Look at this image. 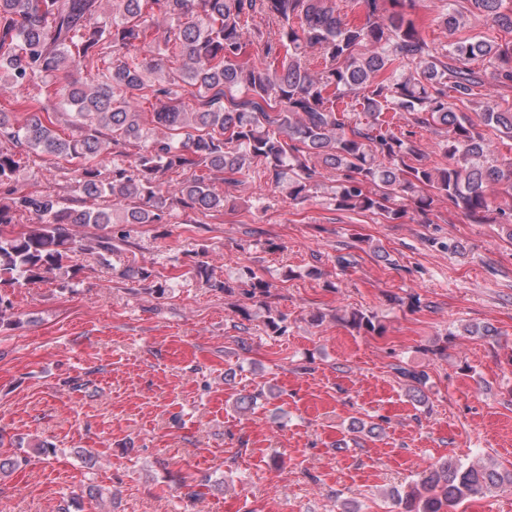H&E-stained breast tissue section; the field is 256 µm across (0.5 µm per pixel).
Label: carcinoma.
Returning <instances> with one entry per match:
<instances>
[{
    "label": "carcinoma",
    "mask_w": 512,
    "mask_h": 512,
    "mask_svg": "<svg viewBox=\"0 0 512 512\" xmlns=\"http://www.w3.org/2000/svg\"><path fill=\"white\" fill-rule=\"evenodd\" d=\"M110 9H103V3ZM368 18L363 26L342 19L336 0H0V83L40 92L22 101L31 112L14 126L0 111V187L12 183L21 156L35 153L70 166L87 198H112L90 209L52 193L0 197V327L16 317L14 290L66 275L75 286L73 256L88 251L110 267L131 251L129 236L112 235L114 224H165L180 209L208 215L224 209L218 180L234 182L254 161L271 185L291 200L309 196L320 169L336 173V206L402 218L405 206L430 211L444 196L471 224L512 223V159L494 150L463 109L490 78L512 82V41L466 39L440 49L430 45L412 18L414 0H355ZM506 0H471L486 23L512 33ZM275 25L262 31L256 13ZM463 15L453 7L441 16L448 33ZM151 41L152 54H142ZM262 44L264 62L244 61L248 47ZM323 50V69L302 64L307 51ZM109 49L112 59L96 83L69 78L78 63ZM486 59L493 71L471 66ZM351 94L355 103L346 104ZM68 110L77 134L57 129L58 109ZM444 131L448 164L411 165L418 157L412 132L391 130L397 114ZM484 126L512 139V112L492 101L480 105ZM127 158L105 179L98 159L109 152ZM178 173L175 186L167 177ZM28 215L16 229L15 215ZM196 259L185 274L201 285L232 291ZM120 277L150 281L165 294L167 280L131 259ZM244 296L265 303L271 284L249 268L241 274ZM355 329L381 333L372 313L349 312ZM419 393L428 374L394 367ZM512 487V470L450 459L424 472L409 491L392 495L399 512H456L466 499Z\"/></svg>",
    "instance_id": "1"
}]
</instances>
